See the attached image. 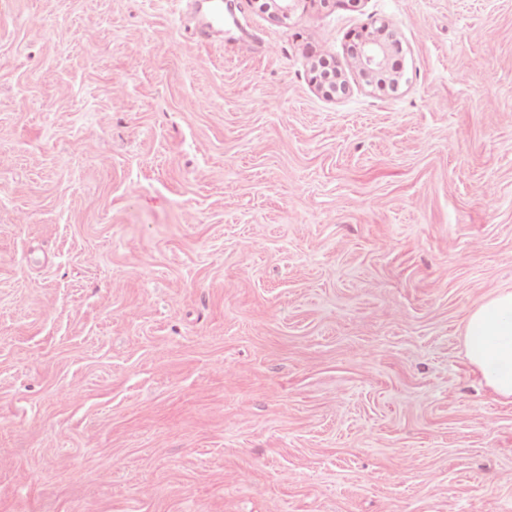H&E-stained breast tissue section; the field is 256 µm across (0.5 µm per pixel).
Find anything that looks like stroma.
<instances>
[{
    "mask_svg": "<svg viewBox=\"0 0 512 512\" xmlns=\"http://www.w3.org/2000/svg\"><path fill=\"white\" fill-rule=\"evenodd\" d=\"M258 2L0 0V512H512V0ZM386 32L387 29L384 27L372 31L366 28L355 36L352 42L354 59L363 75L369 77L382 71L390 54L397 49L393 34L386 35ZM465 356L494 397L512 403V289L486 298L466 319Z\"/></svg>",
    "mask_w": 512,
    "mask_h": 512,
    "instance_id": "1",
    "label": "stroma"
}]
</instances>
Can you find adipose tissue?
Here are the masks:
<instances>
[{
  "label": "adipose tissue",
  "instance_id": "obj_1",
  "mask_svg": "<svg viewBox=\"0 0 512 512\" xmlns=\"http://www.w3.org/2000/svg\"><path fill=\"white\" fill-rule=\"evenodd\" d=\"M465 356L494 397L512 403V289L486 298L466 319Z\"/></svg>",
  "mask_w": 512,
  "mask_h": 512
}]
</instances>
